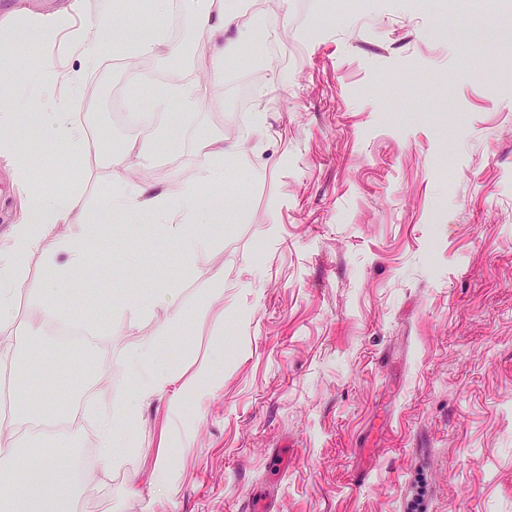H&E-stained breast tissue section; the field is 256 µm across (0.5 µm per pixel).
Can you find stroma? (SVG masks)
Returning a JSON list of instances; mask_svg holds the SVG:
<instances>
[{
  "label": "stroma",
  "mask_w": 512,
  "mask_h": 512,
  "mask_svg": "<svg viewBox=\"0 0 512 512\" xmlns=\"http://www.w3.org/2000/svg\"><path fill=\"white\" fill-rule=\"evenodd\" d=\"M354 2L337 15L332 0H253L263 28L234 19L221 60L180 19L182 55L147 59L142 80L123 67L130 48L112 47L70 100L101 146L91 173L33 138L29 96L10 135L31 151V188L78 190L90 209L111 189L181 193L201 133L237 148L224 158L232 206L204 227L210 254L188 260L136 216L113 222L111 246L89 244L93 274L72 308L92 312L93 354L48 333L29 347L0 335L42 401L93 391L63 451L91 489L78 512H251L260 500L269 512H512V0ZM476 20L501 42L458 38ZM34 56L64 75L79 67L64 44L0 28V83ZM156 73L200 90L171 101L180 150L108 167L137 135L114 120L111 87L148 113ZM240 76L242 109L229 91ZM68 261L59 246L31 257L18 318ZM153 290L174 292L170 309L130 321ZM172 312L189 329L167 324ZM150 336L186 379L222 358L218 384L128 413L134 448L114 463L97 453L99 418ZM164 442L182 450L171 502L146 485Z\"/></svg>",
  "instance_id": "obj_1"
}]
</instances>
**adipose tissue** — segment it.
<instances>
[{"mask_svg": "<svg viewBox=\"0 0 512 512\" xmlns=\"http://www.w3.org/2000/svg\"><path fill=\"white\" fill-rule=\"evenodd\" d=\"M125 8L124 0H97L95 13L81 17L80 0H67L58 10L32 13L19 8L10 14V21L24 23L32 35L45 46L65 37L71 52L80 57L84 67L97 64L109 47L130 39L127 29L115 26L113 17ZM182 8L212 50L224 49V24L242 8V0H183ZM58 72L50 63L40 62L29 74L17 75L8 85L0 87V162L8 168L13 181L24 185L30 176L29 150L8 136L20 108V89L35 88L48 92L45 110L34 128V138L55 145L82 167L98 164L100 156L86 128L69 111L65 99L53 96ZM165 142L169 150H177L179 138L174 127L163 124L145 135L131 139L118 162L136 168L153 161L157 142ZM204 163L200 167L195 188L187 190L180 201H173L160 187L146 185L124 194H104L95 211L81 209L77 192L60 194L44 192L26 195L21 213L8 238L0 241V334L13 335L16 321V296L27 271L31 256L51 242L58 225L80 224L86 237L104 232L112 215L141 213L149 223L160 226L164 235L184 254L197 257L213 248L212 239L197 228L199 213L210 218H223L224 198L200 195L198 186L220 185L224 182V139L205 134L198 140ZM70 255L68 272L54 271L57 280L50 298L27 316L29 333H36L49 320L67 321L70 303L89 272L83 239L67 242ZM215 362L203 364L194 378L184 380L172 372L159 356L155 338L143 339L129 352L125 362L126 393L114 403L99 422V450L106 459H114L115 451L127 447L128 436L123 424L127 412L157 396L177 406L187 394L204 397L212 394L215 385ZM23 460L28 469L19 492L0 489V503L7 512H71L76 498L77 473L71 463L62 461L46 444L36 443L25 453L9 446L0 447V466H12Z\"/></svg>", "mask_w": 512, "mask_h": 512, "instance_id": "1", "label": "adipose tissue"}]
</instances>
